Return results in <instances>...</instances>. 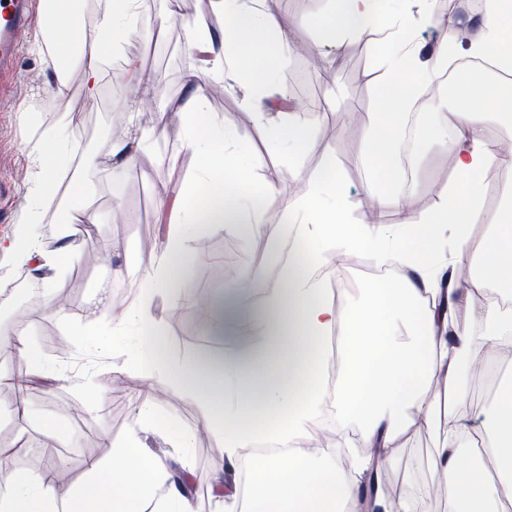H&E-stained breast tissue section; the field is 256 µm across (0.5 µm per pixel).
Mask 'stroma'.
I'll return each mask as SVG.
<instances>
[{"mask_svg":"<svg viewBox=\"0 0 512 512\" xmlns=\"http://www.w3.org/2000/svg\"><path fill=\"white\" fill-rule=\"evenodd\" d=\"M328 7L327 0H269L288 36V85L292 99L304 103L303 117L314 124L307 148L297 156L283 159L263 140L260 126L244 105L240 93L222 90L219 81L207 84L206 112L227 118L237 138L249 145L254 178H263L269 169L278 171L276 204L266 214L268 221L281 218L285 202L299 196L319 173L325 156H333L338 173L347 188V202L353 222L391 223V210L375 209L369 189L370 175L360 162L366 140L369 112L378 109V88L382 72L378 67L379 47L375 34L363 35L335 62H328L316 45L317 21ZM170 0H147L145 13L151 19L167 18L160 37H130L120 57L110 58L102 66L101 92L95 101L82 96L64 98L57 90L51 59L35 51L39 34H32L22 46L13 71L0 79L9 94L0 101V180L9 187L0 195V234L15 231L29 213L31 190L37 176L33 157L38 149L40 126H58L63 140L77 142L80 152L96 153L106 136L122 135L126 125L123 105L137 92L131 65L154 73L158 92L142 112L140 122L150 126L159 114H166L164 133L151 141L136 156L139 175L123 179L111 170L97 172L94 186L86 196L88 205L99 219L98 231L114 237L124 269L113 277L114 260L88 246L77 249V256L53 280L52 290H44L27 267L0 260V335H23L37 345L47 361L68 356L78 377L73 382L38 381L26 395L0 388V448L12 447L20 437L29 442H52L60 448L62 465L70 472L71 482L82 480L88 460H106L112 443L128 436L141 411H148L164 423L163 435L147 434L145 442L155 454L172 453L173 441L191 433V446L185 452L186 468L193 487L197 512H216L209 490L215 475L227 466L224 443L204 429L202 409L191 398L156 389L149 402H142L138 383L115 380L113 366L123 364L134 339L125 336L113 343L110 355H94L77 345L68 332L77 328L89 311L110 313L130 310L139 301V284L153 269L159 255L160 241L169 210L160 198L175 193L178 182L170 160L181 151L183 132L176 113L187 96L184 72L197 59L188 48V34L180 19H169ZM462 89L452 90L439 100L436 111L419 113L421 153L412 166L406 185L410 191L409 223H419L423 212L433 209L456 180L453 156L433 143L434 135L448 129V115L456 111ZM189 246L197 260L192 269L193 286L205 288L208 295L234 291L242 274L254 282L251 297H260L259 286L276 279L283 266L284 249L275 247L261 235L247 236L239 225L216 226L205 237L190 239ZM315 254L321 267L340 269L341 280L350 284L338 298L340 306L358 301L375 279V262L363 251L349 253V265L337 267L336 253L319 252L313 241L302 244ZM23 281L36 292L65 297L63 313L40 316L34 305L23 303L13 284ZM190 288L177 285L159 295L155 313L173 353L189 351L170 329L175 312L188 306ZM100 391L101 398L93 413H86L83 389ZM25 402L28 416L18 421L12 409ZM435 446V432L425 427L404 440V452L387 476L391 495H400L409 481L429 484V460Z\"/></svg>","mask_w":512,"mask_h":512,"instance_id":"obj_1","label":"stroma"}]
</instances>
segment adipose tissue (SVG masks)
Here are the masks:
<instances>
[{"label":"adipose tissue","mask_w":512,"mask_h":512,"mask_svg":"<svg viewBox=\"0 0 512 512\" xmlns=\"http://www.w3.org/2000/svg\"><path fill=\"white\" fill-rule=\"evenodd\" d=\"M266 2L215 0L224 15L216 28L200 18L184 21L189 44L201 58L183 74L190 93L178 112L182 150L194 168L171 201L173 219L156 267L142 280L136 309L105 319L88 315L74 329L75 339L106 354L109 338L134 329L137 343L126 365L115 369L116 379H137L145 398L162 387L196 400L205 425L223 440L228 460H237L241 449L264 438L285 447L282 455L254 456L247 495H240L236 483L216 478L213 498L232 500L237 512H420V487L413 483L403 495L390 496L386 475L403 452L402 437L431 425L440 414L446 429L431 463V482L441 490L445 512H512V385L498 390L487 426L475 425L460 407L473 366L488 361L489 351L512 337V307L497 301L495 289L512 283V208L484 209L489 172L512 170V154L491 147L487 112L466 98L449 113L450 133L440 141L452 154L459 179L420 223L407 220L408 190L396 166L403 115L434 107L433 101H416L414 84L432 83L462 53L491 60L494 68L512 74V0H482L478 27L465 48L439 28L430 0H404L400 15L388 10V0H330L320 17L319 49L346 51L369 31L377 33L383 47L380 95L388 106L368 115L370 139L362 160L372 175L377 206L392 210L397 220L353 222L344 183L332 174L329 160L304 193L286 202L283 214L303 237L327 243L337 253L363 250L379 265L404 269L400 277L380 279L347 308L337 306L322 288L318 263L300 260L298 241L287 240L281 225L266 223L276 196V171L254 180L249 147L236 139L230 124L205 115L204 81L222 77L256 114L268 148L284 147L292 156L305 148L307 134L288 99L289 43ZM41 12L48 17L41 36L57 49L58 82L80 71L91 100L104 59L122 52L129 37L153 32L141 0H96L92 6L87 0H41ZM417 23L438 31L426 57L413 30ZM246 51L263 60V67L244 69L239 57ZM133 77L141 95L124 105L127 133L107 137L99 153L82 155L66 206L72 233L110 255L116 246L96 233L98 217L84 203L86 190L104 165L135 175L136 154L149 137L163 132L159 125L147 131L138 124L143 97L158 90L156 78L140 70ZM72 151L56 128L42 131L36 200L55 201L60 161ZM476 222L492 228L478 244L471 234ZM224 223L244 225L246 233L287 245L290 260L282 277L265 282L263 306L236 293L215 299L211 327L223 337L224 352L209 357L170 353L154 316L155 299L173 278H187L192 269L190 234L205 224ZM447 250L463 262L478 258L479 271L467 286H460L441 260ZM75 251L65 239L55 252H46L24 228L0 237V255L35 272L60 271L63 259ZM338 325L343 328L337 339L341 369L328 390L324 342ZM241 335L255 337V344L234 348ZM328 406L343 421L360 425L346 466L337 465L334 448L310 452L295 445ZM158 428L152 416H145L108 460L88 462L83 484L63 494L52 465L0 470V512H194L182 458L155 455L142 443L143 431Z\"/></svg>","instance_id":"1"}]
</instances>
